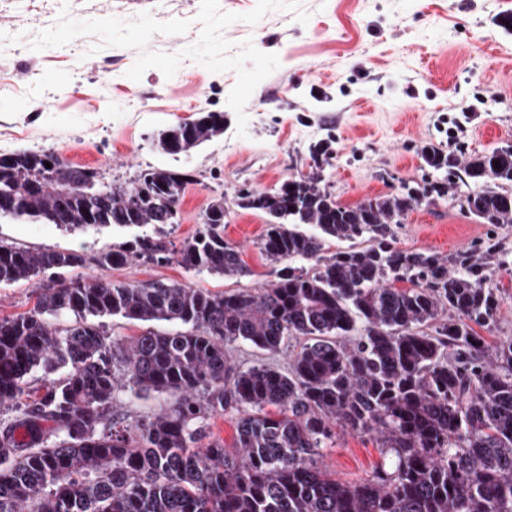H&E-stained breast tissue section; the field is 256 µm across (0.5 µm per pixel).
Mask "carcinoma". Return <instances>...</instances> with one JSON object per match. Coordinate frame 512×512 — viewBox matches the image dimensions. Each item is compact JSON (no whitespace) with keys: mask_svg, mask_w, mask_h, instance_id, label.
Segmentation results:
<instances>
[{"mask_svg":"<svg viewBox=\"0 0 512 512\" xmlns=\"http://www.w3.org/2000/svg\"><path fill=\"white\" fill-rule=\"evenodd\" d=\"M223 134L224 113L200 112L152 144L176 155ZM422 159L457 165L434 148ZM48 162L57 155L21 151L0 169L15 218L55 222L63 211L70 232L139 233L90 253L0 238V285H38L32 309L0 317V410L11 412L0 419V512H512V340L475 331L498 307L495 245L445 257L400 249L392 225L423 195L344 205L306 176L236 196L270 218L258 242L274 264L266 287L118 282L107 272L132 261L249 274L224 241V196L175 245L171 217L190 171L74 188L48 180ZM465 172L481 185L465 211L512 224V145L475 156ZM114 316L169 329L126 341L106 328ZM237 342L296 349L285 372L243 370L226 355ZM37 372L49 380L33 388ZM122 391L170 402L127 421L116 412ZM226 413L237 417L232 453L208 435ZM338 426L376 439L388 465L359 483L329 477L318 458Z\"/></svg>","mask_w":512,"mask_h":512,"instance_id":"1","label":"carcinoma"}]
</instances>
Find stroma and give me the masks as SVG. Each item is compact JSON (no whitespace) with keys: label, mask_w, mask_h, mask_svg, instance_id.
Masks as SVG:
<instances>
[{"label":"stroma","mask_w":512,"mask_h":512,"mask_svg":"<svg viewBox=\"0 0 512 512\" xmlns=\"http://www.w3.org/2000/svg\"><path fill=\"white\" fill-rule=\"evenodd\" d=\"M307 22L275 9L256 23L230 24L232 50L244 42L276 54L278 68L254 90L245 136L228 106L234 72L213 73L183 60L173 77L156 68L128 77L139 52L95 36L32 50L60 14L75 20L149 14L189 21L180 35L155 34L148 50L176 53L195 42L200 0H0V153L55 151L70 164L122 183L135 171L180 167L196 178L179 206L173 241L194 235L216 196L224 198V239L250 270L240 278L194 275L174 263L133 262L109 271L131 283L187 281L213 292L262 288L272 265L257 242L263 214L237 207L239 189L272 191L287 178L319 171L345 205L444 183L393 230L399 248L442 255L496 244L501 272L492 280L498 308L489 330L512 339V224H482L461 204L479 186L427 167L435 147L459 163L512 144V0H301ZM200 112L224 115L223 136L178 156L158 152L154 131ZM331 141L327 161L311 151ZM123 231L70 234L44 221L0 219V238L30 247L98 251ZM381 461L373 438L337 430L320 465L336 479L360 481Z\"/></svg>","instance_id":"1"}]
</instances>
